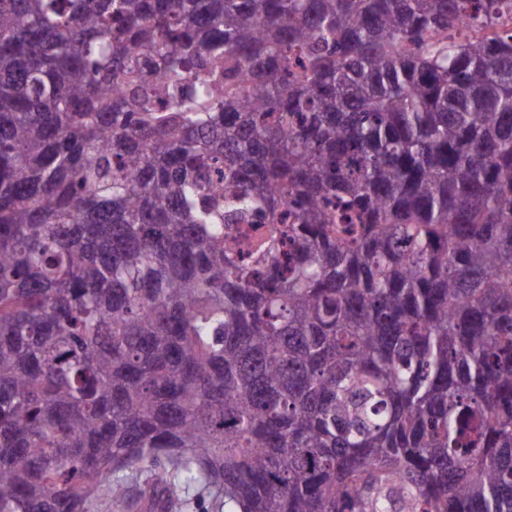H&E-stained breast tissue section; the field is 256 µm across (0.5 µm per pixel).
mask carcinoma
<instances>
[{
  "mask_svg": "<svg viewBox=\"0 0 512 512\" xmlns=\"http://www.w3.org/2000/svg\"><path fill=\"white\" fill-rule=\"evenodd\" d=\"M510 11L0 0V512H512Z\"/></svg>",
  "mask_w": 512,
  "mask_h": 512,
  "instance_id": "obj_1",
  "label": "carcinoma"
}]
</instances>
